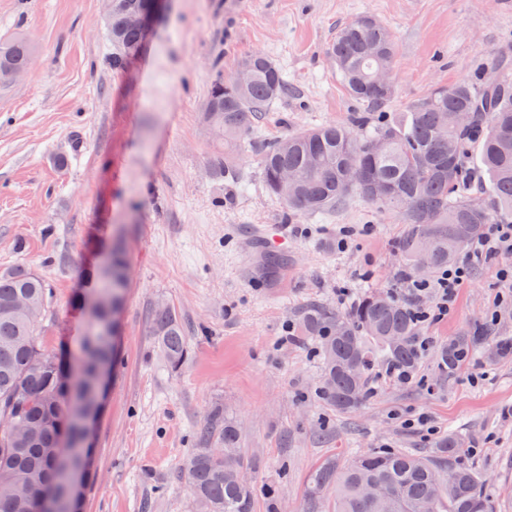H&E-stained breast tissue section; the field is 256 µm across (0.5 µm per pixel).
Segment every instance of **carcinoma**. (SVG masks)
<instances>
[{
  "instance_id": "carcinoma-1",
  "label": "carcinoma",
  "mask_w": 512,
  "mask_h": 512,
  "mask_svg": "<svg viewBox=\"0 0 512 512\" xmlns=\"http://www.w3.org/2000/svg\"><path fill=\"white\" fill-rule=\"evenodd\" d=\"M149 2L113 0L107 29L114 66L143 49L145 34L129 27L126 16ZM329 53L347 92L366 112L350 126L323 124L261 143L265 185L276 195L280 176H293L296 196L284 200L288 220L302 213H334L353 196L399 216L410 225L397 245L403 273L427 280L451 264L485 225L512 217V55L500 53L491 61L499 89L460 80L391 114L394 87L375 82L379 72L393 73L397 60L382 24L366 15L346 23ZM31 59L25 39L0 43V68L25 70ZM287 92L283 70L267 55L253 53L239 61L232 77L213 81L207 99L220 111L205 116L225 143L242 144L267 106ZM462 112L472 115L465 130L458 124ZM374 182L390 185L391 193L370 197L367 185ZM126 286L123 248L117 243L91 288L96 302L78 300L85 333L64 359L40 336L53 289L26 265L0 268V512H73V470L86 472L91 487V448L80 422L100 411L99 362L116 365L110 328ZM298 325L320 360L319 397L339 410L362 402L375 362L408 373L418 365L419 323L410 306L390 292L365 291L346 312L308 306ZM151 326L157 349L171 370H180L188 342L174 309L157 306ZM483 349L491 359L512 357V338L477 328L448 339L438 349L440 375L452 378ZM240 440L238 426L218 409L200 427L183 470L203 512H254L257 489L241 483L238 474L255 462ZM463 445L460 437L449 435L435 442L431 455L388 449L359 452L345 461L329 456L306 480L307 512H499L481 475L460 462Z\"/></svg>"
}]
</instances>
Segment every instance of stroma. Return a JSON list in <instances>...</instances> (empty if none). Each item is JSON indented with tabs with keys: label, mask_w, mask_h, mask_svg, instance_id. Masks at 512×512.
<instances>
[{
	"label": "stroma",
	"mask_w": 512,
	"mask_h": 512,
	"mask_svg": "<svg viewBox=\"0 0 512 512\" xmlns=\"http://www.w3.org/2000/svg\"><path fill=\"white\" fill-rule=\"evenodd\" d=\"M363 15L398 45L393 112L433 88L489 77L490 57L512 52V0H170L143 52L117 69L104 0H0V41L21 35L34 48L24 73L0 82V266L28 264L54 288L41 328L49 349L76 343V296L111 242L125 250L118 363L84 512H200L180 471L216 408L237 422L257 460L251 480L272 489L283 512H304L306 479L327 456L426 454L447 435L463 438L464 462L512 512V359L479 355L443 381L435 352L483 325L504 289L497 269L512 254L479 263L447 316L423 326L431 348L412 380L374 367L369 399L336 410L317 395L312 343L291 327L309 303L343 312L361 292L400 287L396 246L407 227L360 198L333 214L285 219L258 150L225 151L205 118L212 82L260 51L288 81L263 116V139L351 123L361 107L328 45ZM226 153L237 181L213 171ZM347 229L349 247L338 249ZM263 232L288 240V270L272 287L256 277ZM161 302L188 329L189 360L177 372L151 333ZM422 415L428 426L418 425Z\"/></svg>",
	"instance_id": "35a3bbf8"
}]
</instances>
